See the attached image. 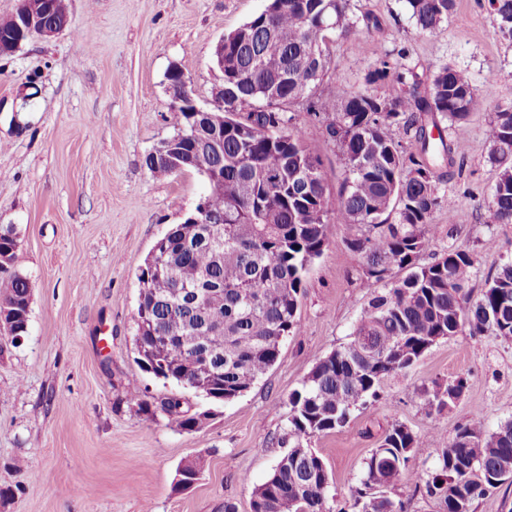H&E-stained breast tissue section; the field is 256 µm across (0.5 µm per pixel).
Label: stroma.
Masks as SVG:
<instances>
[{"mask_svg":"<svg viewBox=\"0 0 512 512\" xmlns=\"http://www.w3.org/2000/svg\"><path fill=\"white\" fill-rule=\"evenodd\" d=\"M71 25L0 56V227L19 239L14 268L32 288L28 333L0 338V512H251L252 492L291 445L288 396L315 363L344 346L376 284L340 224L306 276L300 329L280 345L270 371L247 393L214 403L155 378L139 365L137 277L155 242L192 213L205 191L190 171L155 177L146 155L171 137L167 73L179 66L196 102L208 106L222 75L219 40L261 12L267 0H66ZM358 17L380 21L358 41L332 38L315 98L365 89L382 57L417 69L465 70L488 109L512 100V42L496 32L487 0H456L448 21L420 32L405 0H351ZM486 112L455 141L447 186L451 211L433 221L438 238L421 254L473 252L480 293L499 262L512 258V224L485 226L497 170L488 159ZM305 143L337 196L343 165L322 123L296 110ZM463 375L456 405L428 411L426 389ZM139 388L141 412L126 399ZM386 396L342 429L309 445L332 475L330 497L345 502L364 458L383 431L402 423L424 434L415 448L433 466L431 434L453 436L467 420L487 429L512 419V341L453 336L434 344L407 374L386 380ZM180 396L204 414L195 430L162 410ZM207 467L193 487L174 490L179 466L196 455Z\"/></svg>","mask_w":512,"mask_h":512,"instance_id":"35a3bbf8","label":"stroma"}]
</instances>
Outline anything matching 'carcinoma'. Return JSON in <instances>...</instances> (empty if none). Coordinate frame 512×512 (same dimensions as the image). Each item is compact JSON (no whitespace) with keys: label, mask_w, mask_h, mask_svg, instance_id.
Returning a JSON list of instances; mask_svg holds the SVG:
<instances>
[{"label":"carcinoma","mask_w":512,"mask_h":512,"mask_svg":"<svg viewBox=\"0 0 512 512\" xmlns=\"http://www.w3.org/2000/svg\"><path fill=\"white\" fill-rule=\"evenodd\" d=\"M350 0H271L260 14L224 35V131L198 116L182 119L183 133L203 153L187 155L186 170L204 164L223 175L208 186L214 224L188 220L156 242L159 254L138 277L137 331L145 335L155 375L215 401L249 391L275 364L284 337L300 329L299 300L307 271L321 256L332 228L348 224L368 277L382 284L364 308L350 341L320 359L288 396L292 446L253 493L257 512H407L425 489L440 512H475V504L512 485V420L488 432L475 420L458 425L441 444L434 466L422 471L413 449L424 436L402 424L384 432L350 487V505L328 506L330 476L312 437L345 427L352 414L384 398L385 380L412 369L436 342L459 334L512 340V260L497 266L479 296L469 284L476 256L450 247L419 264L438 236L434 214L454 205L440 170L454 164L450 138L486 109L462 70L442 65L422 73L383 60L366 77L368 88L341 99L310 103L329 65L331 35L369 33ZM423 33L448 21L455 0H406ZM497 33L512 41V0H488ZM329 20L320 28L316 20ZM400 85L394 96L377 86ZM307 104L337 146L345 178L337 201L326 194L321 163L303 141L285 106ZM489 161L498 171L482 221L512 224V101L487 122ZM14 228L0 229V256L14 265ZM405 276L394 280L393 271ZM224 301L211 305L205 291ZM28 280L12 272L0 281V301L12 305L0 324L11 336L29 326ZM457 376L427 394L441 411L460 399ZM171 423L191 431L196 415L181 398L164 403ZM415 480L412 489L403 480Z\"/></svg>","instance_id":"obj_1"}]
</instances>
